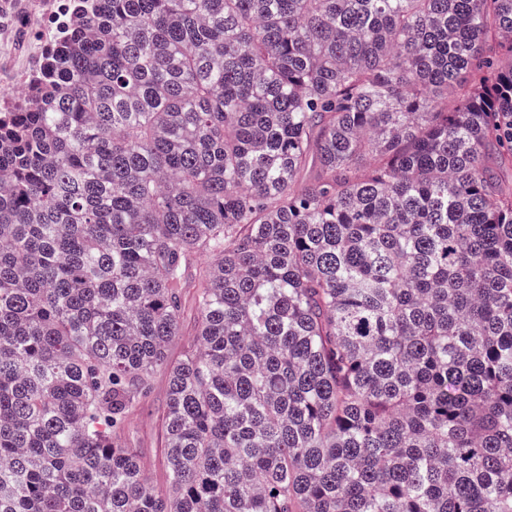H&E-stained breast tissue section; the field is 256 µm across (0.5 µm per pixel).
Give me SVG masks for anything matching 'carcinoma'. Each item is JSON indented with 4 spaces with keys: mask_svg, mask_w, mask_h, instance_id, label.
Segmentation results:
<instances>
[{
    "mask_svg": "<svg viewBox=\"0 0 512 512\" xmlns=\"http://www.w3.org/2000/svg\"><path fill=\"white\" fill-rule=\"evenodd\" d=\"M71 11L0 112V512H512V0ZM184 317L185 319L182 336H176L168 347L169 354L174 358L179 357L183 351L186 350L188 346H190L194 339V336H191V334L192 325L194 324L193 320L194 317H196L195 311L190 307L187 308ZM167 378L163 371H157L152 379L151 389L140 410L130 420L127 437L129 442L140 448L150 462L148 476L154 485L163 480V471L158 461L160 434L156 423L157 415L165 406Z\"/></svg>",
    "mask_w": 512,
    "mask_h": 512,
    "instance_id": "cac0c4a2",
    "label": "carcinoma"
}]
</instances>
